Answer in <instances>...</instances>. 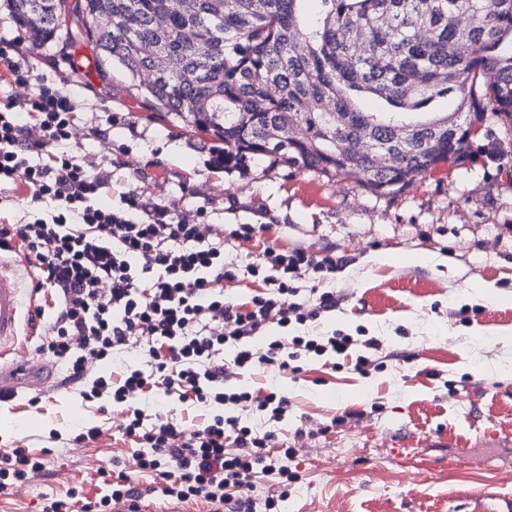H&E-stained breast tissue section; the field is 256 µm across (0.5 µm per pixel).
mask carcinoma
Segmentation results:
<instances>
[{"label":"carcinoma","instance_id":"obj_1","mask_svg":"<svg viewBox=\"0 0 512 512\" xmlns=\"http://www.w3.org/2000/svg\"><path fill=\"white\" fill-rule=\"evenodd\" d=\"M10 2L39 45L88 36L101 72L213 135L226 165L277 159L389 195L468 159L465 123L491 115L512 145V0H316L308 17L307 0ZM441 97L453 111L430 113Z\"/></svg>","mask_w":512,"mask_h":512}]
</instances>
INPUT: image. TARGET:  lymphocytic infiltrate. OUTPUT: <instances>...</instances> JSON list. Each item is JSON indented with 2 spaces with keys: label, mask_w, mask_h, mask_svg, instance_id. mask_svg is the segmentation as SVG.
<instances>
[{
  "label": "lymphocytic infiltrate",
  "mask_w": 512,
  "mask_h": 512,
  "mask_svg": "<svg viewBox=\"0 0 512 512\" xmlns=\"http://www.w3.org/2000/svg\"><path fill=\"white\" fill-rule=\"evenodd\" d=\"M75 110L73 97L48 86L24 103L0 106V186L24 182L34 202L55 205L51 219L1 224L0 248L17 249L36 292L51 299L30 313L46 322L34 351L57 363L61 385L117 413L119 439L131 450L102 495L82 500L72 492L48 500L42 512H111L116 500L135 510L145 493L131 477L145 472L162 478L164 499L216 508L232 502L244 512L254 508L256 474L272 473L277 492L264 506L274 512L297 479L290 468L296 451L274 432L260 435L243 425L239 414L256 411L278 422L291 402L271 389H230L227 381L242 370L285 372L299 359L327 354L365 374L381 345L370 339L366 353L354 354V338L338 330L264 340L270 327L314 326L335 310L332 291L313 288L307 301L294 300L296 281L322 270V262L303 249L267 250L263 264L249 269L262 278L263 290L244 303L226 298L224 281L235 265L223 225L173 215L132 188L121 193L120 208L100 205L109 175L90 173L63 150ZM24 111L34 114V124L23 123ZM268 266L277 278L264 276ZM229 347L235 354L228 361ZM128 350L140 354L144 368L100 375L99 363ZM156 389L208 408V417L190 426L146 412L138 400ZM45 477L42 458L29 449L0 455V491Z\"/></svg>",
  "instance_id": "1"
}]
</instances>
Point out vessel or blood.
<instances>
[{"label":"vessel or blood","mask_w":512,"mask_h":512,"mask_svg":"<svg viewBox=\"0 0 512 512\" xmlns=\"http://www.w3.org/2000/svg\"><path fill=\"white\" fill-rule=\"evenodd\" d=\"M26 290L12 263L0 259V390L10 377L28 373L26 364L8 361L9 347L20 330Z\"/></svg>","instance_id":"obj_1"}]
</instances>
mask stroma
Returning <instances> with one entry per match:
<instances>
[{"label": "stroma", "mask_w": 512, "mask_h": 512, "mask_svg": "<svg viewBox=\"0 0 512 512\" xmlns=\"http://www.w3.org/2000/svg\"><path fill=\"white\" fill-rule=\"evenodd\" d=\"M0 43L30 74L12 91L17 101L43 85L74 94L72 152L91 173H110L102 203L119 207L132 187L228 233L259 225L252 240L233 244L237 272L225 296L243 301L262 289L248 268L270 248L343 257L335 271L299 280L298 301L312 287L335 290L320 333L374 338L399 357L366 375L324 357L296 374L232 378L292 403L273 427L297 450L298 479L278 512H461L484 489L512 495V160L498 156V122L486 118L463 163H440L403 192L379 196L270 161L213 168L211 135L178 127L100 77L92 41L63 54L32 45L4 0ZM48 369L41 391L0 402V449L42 453L49 477L0 495V512H42L45 498L74 490L95 498L94 468L110 463L111 411L61 388L56 364ZM88 427L101 436L84 448L49 437Z\"/></svg>", "instance_id": "obj_1"}]
</instances>
